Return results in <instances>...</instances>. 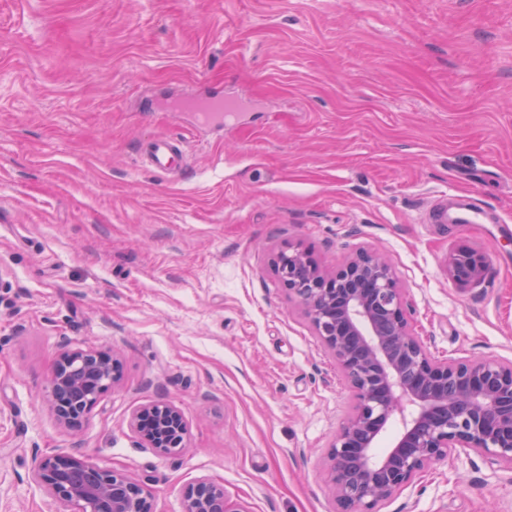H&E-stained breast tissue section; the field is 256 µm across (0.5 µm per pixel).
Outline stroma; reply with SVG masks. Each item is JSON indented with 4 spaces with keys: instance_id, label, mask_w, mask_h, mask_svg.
<instances>
[{
    "instance_id": "obj_1",
    "label": "stroma",
    "mask_w": 512,
    "mask_h": 512,
    "mask_svg": "<svg viewBox=\"0 0 512 512\" xmlns=\"http://www.w3.org/2000/svg\"><path fill=\"white\" fill-rule=\"evenodd\" d=\"M187 96L240 115L169 110ZM153 137L186 142L179 175L140 163ZM443 199L479 223H428ZM462 244L490 263L466 290ZM288 247L381 253L433 356L512 362V0H0V512H68L33 478L52 453L156 512L201 478L333 512L353 394L276 276ZM65 343L122 363L76 432L40 396ZM160 400L176 455L130 426ZM378 512H512V472L461 451ZM488 266V259L482 252L460 245L448 258V276L460 289L474 288L485 280ZM131 426L146 447L162 455H176L184 449L186 422L180 409L170 402L143 406L133 414Z\"/></svg>"
}]
</instances>
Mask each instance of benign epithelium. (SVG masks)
<instances>
[{"instance_id": "obj_1", "label": "benign epithelium", "mask_w": 512, "mask_h": 512, "mask_svg": "<svg viewBox=\"0 0 512 512\" xmlns=\"http://www.w3.org/2000/svg\"><path fill=\"white\" fill-rule=\"evenodd\" d=\"M488 266L482 252L460 245L448 258V276L462 289L474 288ZM274 267L354 396L328 449L336 512H377L380 503L460 449L512 469L511 361L432 357L410 324L392 265L373 251L358 249L327 273L309 251L288 249L278 253ZM120 379L111 352L65 344L50 371L46 400L61 424L76 429ZM395 417L402 430L377 456L376 439ZM131 426L162 455L184 449L186 422L170 402L143 406ZM34 477L72 512H154L143 484L88 458L46 455ZM181 512L245 510L220 485L201 479L186 489Z\"/></svg>"}]
</instances>
